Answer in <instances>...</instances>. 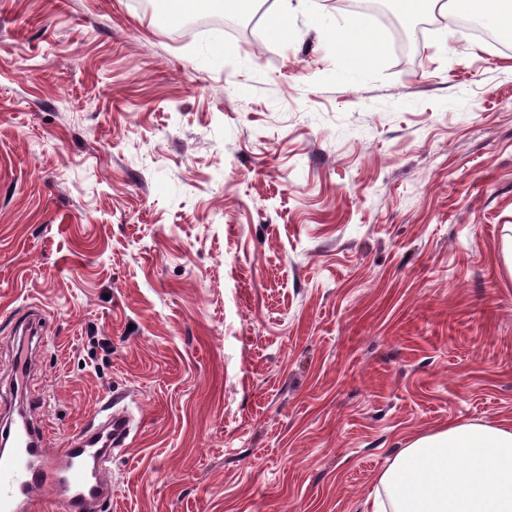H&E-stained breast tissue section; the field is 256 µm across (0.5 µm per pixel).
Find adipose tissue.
Returning <instances> with one entry per match:
<instances>
[{
  "mask_svg": "<svg viewBox=\"0 0 512 512\" xmlns=\"http://www.w3.org/2000/svg\"><path fill=\"white\" fill-rule=\"evenodd\" d=\"M366 504L369 512H512V426L453 422L414 436Z\"/></svg>",
  "mask_w": 512,
  "mask_h": 512,
  "instance_id": "adipose-tissue-1",
  "label": "adipose tissue"
}]
</instances>
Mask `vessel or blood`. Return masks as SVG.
<instances>
[{"instance_id":"1","label":"vessel or blood","mask_w":512,"mask_h":512,"mask_svg":"<svg viewBox=\"0 0 512 512\" xmlns=\"http://www.w3.org/2000/svg\"><path fill=\"white\" fill-rule=\"evenodd\" d=\"M38 422L28 411L7 427L12 446L0 452V512H41L45 491L59 512H96L112 493L100 462L124 449L132 430L121 396H113L103 421L56 450L47 448Z\"/></svg>"}]
</instances>
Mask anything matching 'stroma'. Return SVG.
Returning a JSON list of instances; mask_svg holds the SVG:
<instances>
[{
  "label": "stroma",
  "instance_id": "35a3bbf8",
  "mask_svg": "<svg viewBox=\"0 0 512 512\" xmlns=\"http://www.w3.org/2000/svg\"><path fill=\"white\" fill-rule=\"evenodd\" d=\"M257 3L186 40L158 0H0V410L39 394L60 448L124 395L101 512H364L416 434L512 425V48L443 7L348 84L314 21L361 16Z\"/></svg>",
  "mask_w": 512,
  "mask_h": 512
}]
</instances>
